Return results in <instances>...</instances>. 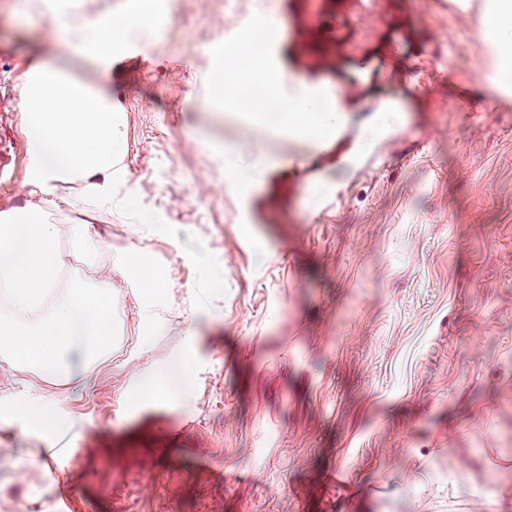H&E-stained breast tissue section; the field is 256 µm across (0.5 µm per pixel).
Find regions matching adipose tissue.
<instances>
[{"instance_id": "ef3b65f1", "label": "adipose tissue", "mask_w": 512, "mask_h": 512, "mask_svg": "<svg viewBox=\"0 0 512 512\" xmlns=\"http://www.w3.org/2000/svg\"><path fill=\"white\" fill-rule=\"evenodd\" d=\"M157 8V0H127L120 10L102 16H60L43 38L56 55L81 53L105 63L123 53L125 36L152 24ZM289 107L291 121L281 133L310 137L322 126L341 124L346 110L340 95L323 98L306 87L290 98ZM19 108L32 156L25 186L31 202L23 211L0 213V301L8 307L0 317V362L63 379L81 392L109 353L125 307L134 305L142 326H152L166 282L152 271L121 279L122 270L138 265L136 255L99 265L94 260L98 238L90 225L64 226L43 218L60 182L85 186L95 206L116 215L134 209L132 197L113 195L125 143L108 91L45 61L28 71ZM65 236L84 257V268L63 263L59 242ZM195 360L190 344L173 365L138 372L123 394L127 407L138 411L188 400ZM0 408L12 413L23 431L55 438L71 428L33 388L20 397L1 392Z\"/></svg>"}]
</instances>
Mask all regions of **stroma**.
Returning a JSON list of instances; mask_svg holds the SVG:
<instances>
[{
  "mask_svg": "<svg viewBox=\"0 0 512 512\" xmlns=\"http://www.w3.org/2000/svg\"><path fill=\"white\" fill-rule=\"evenodd\" d=\"M256 1L168 0L112 63L62 60L117 103L119 192L154 221L132 234L67 182L44 218L93 225L97 262L138 254L168 290L147 352L126 310L85 392L0 362V391L35 386L74 426L48 444L0 409V448L30 462L0 464V512H512V62L481 38L502 0H264L282 94L349 112L318 143L258 120L254 185L224 164L213 48ZM53 2L0 0V212L29 201L20 89ZM385 104L400 123L357 150ZM190 325L191 397L128 409Z\"/></svg>",
  "mask_w": 512,
  "mask_h": 512,
  "instance_id": "1",
  "label": "stroma"
}]
</instances>
